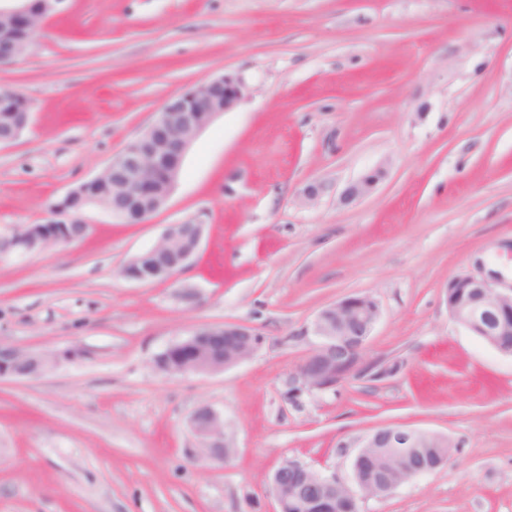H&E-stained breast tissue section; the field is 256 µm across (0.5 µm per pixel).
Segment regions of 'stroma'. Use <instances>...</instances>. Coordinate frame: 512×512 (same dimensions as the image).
<instances>
[{
  "label": "stroma",
  "instance_id": "obj_1",
  "mask_svg": "<svg viewBox=\"0 0 512 512\" xmlns=\"http://www.w3.org/2000/svg\"><path fill=\"white\" fill-rule=\"evenodd\" d=\"M222 74L248 95L148 222L91 209L84 239L0 258V343L56 359L0 380V512H273L284 459L353 484L360 441L387 424L448 436L451 455L360 512H512V356L447 300L451 279L493 266L512 282V0H67L0 63L33 113L0 148V234L45 223L169 98ZM193 221L200 248L173 279L123 275ZM351 294L378 301L365 358L395 371L289 399L316 315ZM227 323L260 334L251 358L154 369ZM203 405L229 460L200 449ZM386 175L383 168H376L373 171L363 175L359 180L352 183L344 193L346 200H356L369 194L378 182ZM191 423L201 442L202 451L210 459L224 461L233 455L234 447L226 440L223 421L211 407L197 408L191 417Z\"/></svg>",
  "mask_w": 512,
  "mask_h": 512
}]
</instances>
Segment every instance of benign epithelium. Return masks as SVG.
Instances as JSON below:
<instances>
[{"instance_id":"7a95c632","label":"benign epithelium","mask_w":512,"mask_h":512,"mask_svg":"<svg viewBox=\"0 0 512 512\" xmlns=\"http://www.w3.org/2000/svg\"><path fill=\"white\" fill-rule=\"evenodd\" d=\"M65 0H42L41 9L34 14L28 0H0V40L8 44L6 58H17L26 53L33 36L45 27L47 21L61 9ZM244 81L233 75H222L202 82L170 98L154 121L137 141L112 157L93 179L106 175L124 174L125 187L132 203L112 212V216L126 224H142L156 213L170 194H155L147 179L159 168L170 183H175L183 158L189 147L222 112L236 107L247 95ZM32 112H16L6 128L0 129V146L17 141L30 127ZM386 175L376 168L352 183L344 193L347 200H356L369 194ZM203 236L199 223L169 224L158 241L149 249L132 257L123 268V274L141 284H153L171 279L179 273L198 250ZM57 235L42 227L27 224L10 235L0 237L9 245L0 249V258L18 251L43 249ZM176 239L181 247L172 258L163 263H146V259L161 252V246ZM447 296L450 317L470 335L476 336L502 354L512 356V286L495 274L486 277L466 275L448 282ZM381 311L378 301L369 294L348 295L323 308L316 316L312 333L318 338L315 349L296 373L288 380L292 394L323 392L351 376L349 371L336 370V357L347 353L364 355L367 343L378 322ZM260 343L259 334L252 328L235 323L204 327L175 343L179 365L171 367L166 353L154 361L156 368L169 374L210 373L240 363L249 358ZM50 366L49 357L33 354L9 345H0V380L32 377ZM193 430L199 438L202 451L216 461L233 455L226 440L220 416L209 406L197 408L192 417ZM439 434L399 425L384 426L361 441L368 448H418ZM305 470L308 465L288 460V466H279L270 481V492L277 503V512H288V501H298L304 509L318 507L323 512H335L346 503L358 504L357 495L336 476L318 474L312 484L293 494L288 490V468Z\"/></svg>"}]
</instances>
